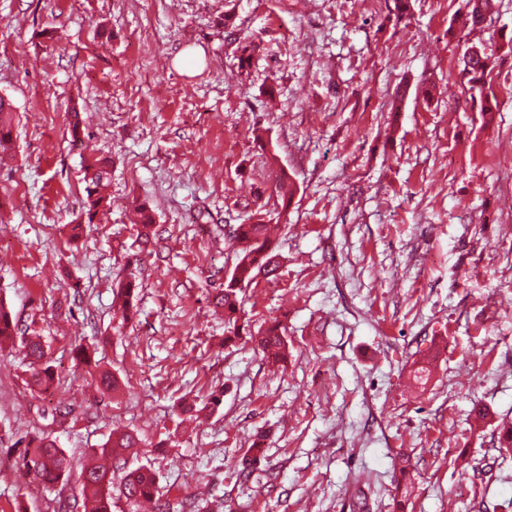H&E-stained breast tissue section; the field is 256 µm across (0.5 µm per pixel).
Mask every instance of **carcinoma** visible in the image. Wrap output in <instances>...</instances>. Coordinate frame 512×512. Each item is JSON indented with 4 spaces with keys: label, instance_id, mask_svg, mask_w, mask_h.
<instances>
[{
    "label": "carcinoma",
    "instance_id": "1",
    "mask_svg": "<svg viewBox=\"0 0 512 512\" xmlns=\"http://www.w3.org/2000/svg\"><path fill=\"white\" fill-rule=\"evenodd\" d=\"M466 16L475 23H481L480 11L494 10L493 0H465ZM491 57L484 54L473 56L465 61L464 69L470 75V90L479 95L480 111H495L491 105L490 95L484 89V75L490 67ZM12 104L0 96V151L7 152L12 145ZM84 183L86 197L82 215L84 223H93L98 210L107 200L108 188L112 179V160L103 155L91 153L83 158ZM271 225L257 224L236 225L233 242H246V247L235 252V262L230 274L224 278L222 287L216 289L215 307L224 313L226 339L240 336L239 313L241 301L239 294L256 276L263 272L270 277L276 276L279 268L278 254L272 250ZM136 284L130 279L118 285L114 300L118 302L122 317L126 320L137 314ZM285 328L278 324L268 327L264 333L255 338L264 358L273 366L288 361V343L284 339ZM23 336L22 352L36 366L32 382L36 386H46L53 381L50 367H39L45 358V349L41 336L22 330L3 302L0 301V337L7 340L16 335ZM138 439L128 432H117L108 438L101 448V455L108 458L104 464L86 467L76 479L79 493L75 496L80 512H112V507L123 500L128 512H137L139 504L159 495L155 474L146 467L130 468L128 456L135 454ZM27 471L34 479L43 484L54 485L67 483L71 468L63 449L56 441L49 438L38 440L36 449L30 456L23 458ZM408 460H402L401 480L395 485V497L405 498L410 494L412 479L408 470ZM124 471L119 486H114L112 469Z\"/></svg>",
    "mask_w": 512,
    "mask_h": 512
}]
</instances>
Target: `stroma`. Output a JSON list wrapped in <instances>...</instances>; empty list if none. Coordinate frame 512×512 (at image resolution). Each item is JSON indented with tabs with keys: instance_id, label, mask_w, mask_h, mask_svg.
Here are the masks:
<instances>
[{
	"instance_id": "stroma-1",
	"label": "stroma",
	"mask_w": 512,
	"mask_h": 512,
	"mask_svg": "<svg viewBox=\"0 0 512 512\" xmlns=\"http://www.w3.org/2000/svg\"><path fill=\"white\" fill-rule=\"evenodd\" d=\"M494 3L475 29L464 0H0V301L40 330L54 372L34 389L20 349L0 351V512H60L77 492L26 472L28 441L51 437L77 469L117 428L140 437L131 463L164 500L211 512H512L497 451L512 426V0ZM472 46L496 58L489 118ZM76 122L112 185L74 242ZM136 201L156 219L145 245ZM259 220L280 227V269L245 288L247 333L228 342L224 227ZM129 278L125 323L113 287ZM276 321L279 370L252 339ZM100 369L118 391L98 390ZM479 406L491 422L474 423ZM464 63L465 71L471 76L469 79L470 90L479 95L481 112H495V108L491 105L490 95L484 89V75L490 67L491 56L483 52L482 56H473L469 60H465ZM6 101L7 103H5ZM12 111L11 102L0 96V151L4 153L7 152L12 145Z\"/></svg>"
}]
</instances>
